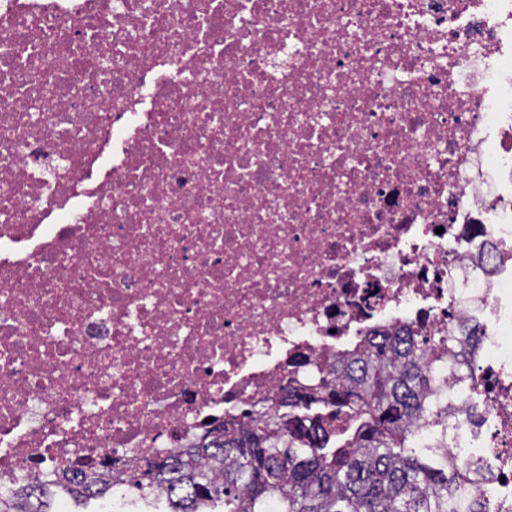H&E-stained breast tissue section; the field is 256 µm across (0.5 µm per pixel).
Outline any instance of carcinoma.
I'll return each mask as SVG.
<instances>
[{"instance_id":"1","label":"carcinoma","mask_w":512,"mask_h":512,"mask_svg":"<svg viewBox=\"0 0 512 512\" xmlns=\"http://www.w3.org/2000/svg\"><path fill=\"white\" fill-rule=\"evenodd\" d=\"M474 333L435 336L404 326L370 339L350 364L327 358L313 384L273 392L264 412L241 414L172 455L144 461L122 484L146 500L166 493L169 512H501L470 492L483 462L451 455L448 446L420 448L415 428L440 425L448 406L435 398L434 364L457 358L456 376L480 401L469 362ZM91 499L113 488L67 469L47 484L33 480L0 512H49L51 488Z\"/></svg>"}]
</instances>
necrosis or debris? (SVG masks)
<instances>
[{"label": "necrosis or debris", "mask_w": 512, "mask_h": 512, "mask_svg": "<svg viewBox=\"0 0 512 512\" xmlns=\"http://www.w3.org/2000/svg\"><path fill=\"white\" fill-rule=\"evenodd\" d=\"M512 0H0V490L117 480L467 324L512 504Z\"/></svg>", "instance_id": "4bbe7bcc"}]
</instances>
